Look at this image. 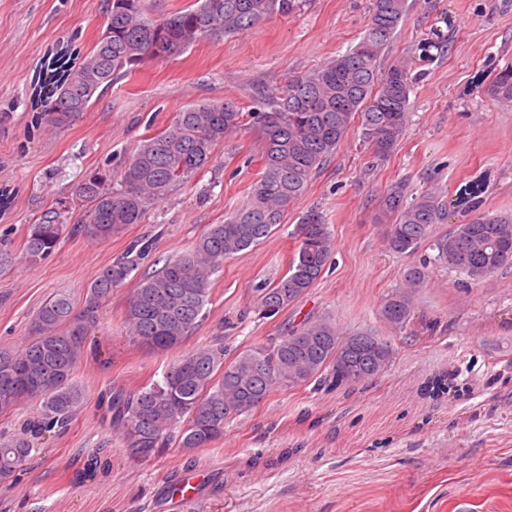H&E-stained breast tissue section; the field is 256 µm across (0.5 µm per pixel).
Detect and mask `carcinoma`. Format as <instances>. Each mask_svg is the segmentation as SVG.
I'll return each mask as SVG.
<instances>
[{
	"instance_id": "1",
	"label": "carcinoma",
	"mask_w": 512,
	"mask_h": 512,
	"mask_svg": "<svg viewBox=\"0 0 512 512\" xmlns=\"http://www.w3.org/2000/svg\"><path fill=\"white\" fill-rule=\"evenodd\" d=\"M303 0H194L192 6L155 18L145 0H107V25L79 66L66 60L77 47L55 51L47 64L54 81L48 121L62 126L88 108L149 57H164L197 41L247 30L261 19L290 15ZM407 0H373L371 15L357 45L321 67L288 77L275 93L263 97L254 113L262 131L260 179L249 199L222 224H211L193 248L164 260L140 275L129 295L124 323L129 341L164 353L180 348L205 316L211 276L224 260L268 238L288 203L302 196L311 178L358 122L362 141L379 157L400 142L412 92L410 71L393 64L379 71V60L407 12ZM486 93L512 102V66L494 74ZM235 103L210 102L176 113L171 125L143 140L121 172L120 188L111 176L95 172L79 185L77 195L88 206L87 228L97 240L119 234L141 222L146 208L186 181L211 157L224 133L241 127ZM391 219L386 233L389 250L415 252L431 242L435 261L479 284L512 265V214L482 213L446 233L447 208L432 192L408 198L405 185L391 186L379 203ZM66 225L46 216L28 227L25 251L31 262L50 256ZM296 251L287 273L264 289L259 304L275 314L303 296L325 269L333 249L322 218L311 213L296 225ZM144 241L104 268L85 289L80 310L69 295L58 294L37 312L33 338L20 349H0V416L30 401L41 405L37 420L20 432L0 429V484L14 480L24 466L43 453L47 433L69 429L84 405V389L73 381L83 361L99 312L140 261L150 253ZM429 280L426 266L403 273L402 287L383 300L379 318L405 331L415 311L416 294ZM394 357L387 338L365 329L344 333L330 317L289 328L271 343L248 348L224 361V346H199L167 366L162 379L106 394L109 428L123 435L130 457L146 462L167 447L172 429L181 426L179 445L188 453L224 436L233 418L255 409L275 385L294 388L314 380L330 389H350L384 373ZM330 373H325V370ZM108 449L87 454V469L109 468Z\"/></svg>"
}]
</instances>
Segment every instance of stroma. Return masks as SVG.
Masks as SVG:
<instances>
[{"mask_svg":"<svg viewBox=\"0 0 512 512\" xmlns=\"http://www.w3.org/2000/svg\"><path fill=\"white\" fill-rule=\"evenodd\" d=\"M408 5L382 60L406 62L415 79L400 144L376 157L351 126L306 193L284 207L274 233L212 275L206 317L187 342L223 343L230 359L326 314L343 331L369 327L388 337L395 350L388 371L347 395L314 383L274 387L208 448L189 455L173 443L152 461H134L103 423L101 396L111 386L161 379L174 355L129 342L123 313L136 281L128 279L94 330L110 369L91 361L78 367L82 410L65 434L46 438L47 455L0 488V512H512V268L471 286L433 263L411 332L390 331L379 319L383 299L406 268L434 252L426 244L411 254L389 251L378 209L402 182L413 196L438 192L451 225L479 210L512 213V104L484 91L494 70L512 65V0ZM106 7L107 0H0V345L23 347L55 294L81 303L93 279L137 241L152 243L140 265L151 271L223 223L262 173L261 132L249 121L226 135L187 183L111 239L67 234L32 264L24 257L29 225L52 211L65 224L84 222L78 184L100 169L120 175L131 151L176 112L225 99L253 111L289 75L354 47L370 0H306L294 14L147 60L88 112L58 128L33 127L48 108L31 88L43 57L73 42L90 50ZM469 182L483 187L475 207L460 194ZM311 211L332 234L326 268L298 301L266 315L259 294L287 272L291 233ZM103 443L112 464L89 474L82 455ZM183 472L197 487L186 506L170 493Z\"/></svg>","mask_w":512,"mask_h":512,"instance_id":"35a3bbf8","label":"stroma"}]
</instances>
